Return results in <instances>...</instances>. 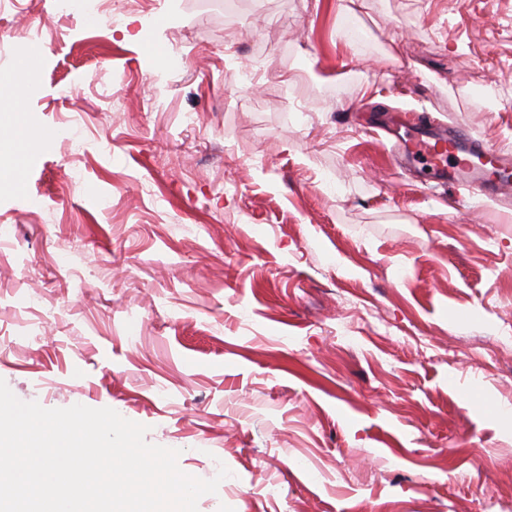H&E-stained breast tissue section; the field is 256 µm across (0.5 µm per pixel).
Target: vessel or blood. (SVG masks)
I'll return each instance as SVG.
<instances>
[{
  "label": "vessel or blood",
  "instance_id": "b4317fda",
  "mask_svg": "<svg viewBox=\"0 0 512 512\" xmlns=\"http://www.w3.org/2000/svg\"><path fill=\"white\" fill-rule=\"evenodd\" d=\"M413 160L429 163L434 174L449 184L479 193H497L512 188V174L502 167L496 147L476 145L462 127L436 130L420 126L408 140Z\"/></svg>",
  "mask_w": 512,
  "mask_h": 512
}]
</instances>
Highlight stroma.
I'll list each match as a JSON object with an SVG mask.
<instances>
[{"mask_svg":"<svg viewBox=\"0 0 512 512\" xmlns=\"http://www.w3.org/2000/svg\"><path fill=\"white\" fill-rule=\"evenodd\" d=\"M236 2L0 10V379L226 466L198 512H512V208L382 130L512 150V0Z\"/></svg>","mask_w":512,"mask_h":512,"instance_id":"obj_1","label":"stroma"}]
</instances>
